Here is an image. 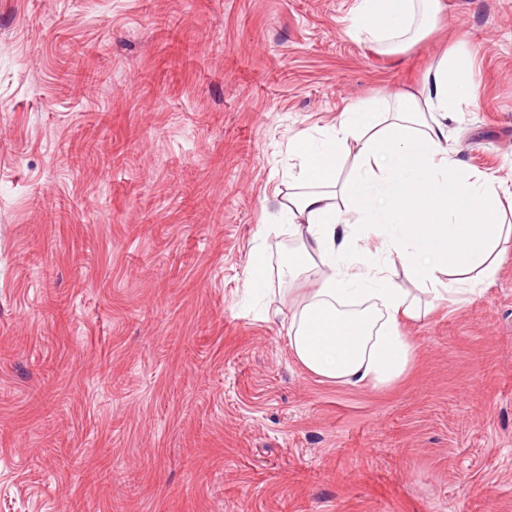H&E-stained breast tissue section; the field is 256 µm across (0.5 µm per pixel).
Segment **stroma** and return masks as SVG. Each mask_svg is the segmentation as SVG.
<instances>
[{
  "label": "stroma",
  "instance_id": "35a3bbf8",
  "mask_svg": "<svg viewBox=\"0 0 512 512\" xmlns=\"http://www.w3.org/2000/svg\"><path fill=\"white\" fill-rule=\"evenodd\" d=\"M354 0H0V512H512V246L390 387L309 373L268 225L289 149L457 40L464 165L512 181V0L397 55ZM269 259L255 295V241Z\"/></svg>",
  "mask_w": 512,
  "mask_h": 512
}]
</instances>
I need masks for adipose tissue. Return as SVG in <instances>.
Returning <instances> with one entry per match:
<instances>
[{"label":"adipose tissue","instance_id":"ef3b65f1","mask_svg":"<svg viewBox=\"0 0 512 512\" xmlns=\"http://www.w3.org/2000/svg\"><path fill=\"white\" fill-rule=\"evenodd\" d=\"M443 0H354L346 33L397 53L423 38ZM472 59L457 42L421 86L352 104L337 124L290 144L300 160L295 193L276 222L298 239L286 271L315 280L298 291L286 330L294 357L311 373L336 383L386 387L415 358L403 331L426 316L428 295L456 302L479 295L512 244L501 181L465 170L448 148V124L470 103ZM355 148L353 175L339 159ZM356 226L382 236L379 255L364 259ZM401 263L408 287L396 285Z\"/></svg>","mask_w":512,"mask_h":512}]
</instances>
